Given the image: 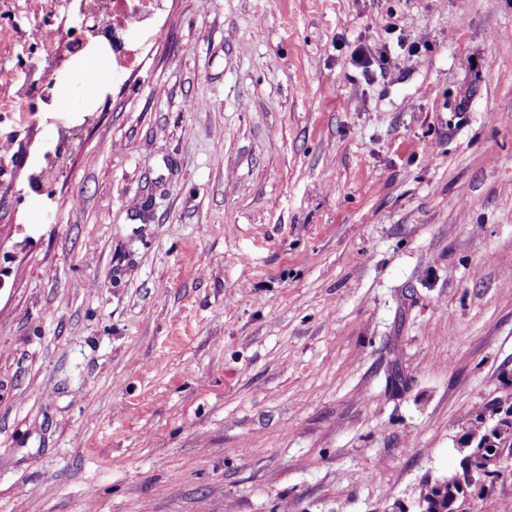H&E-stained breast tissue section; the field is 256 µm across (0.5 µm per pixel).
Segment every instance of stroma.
I'll list each match as a JSON object with an SVG mask.
<instances>
[{"instance_id":"1","label":"stroma","mask_w":512,"mask_h":512,"mask_svg":"<svg viewBox=\"0 0 512 512\" xmlns=\"http://www.w3.org/2000/svg\"><path fill=\"white\" fill-rule=\"evenodd\" d=\"M73 15L0 0V512H418L512 394V0H161L26 111ZM83 79L76 85L66 81L58 94L57 107L62 112H73L79 105H83L97 92L100 84L99 77L102 69L97 66L82 68Z\"/></svg>"}]
</instances>
